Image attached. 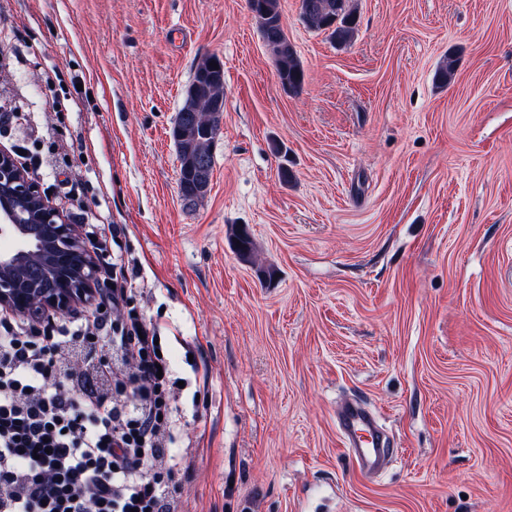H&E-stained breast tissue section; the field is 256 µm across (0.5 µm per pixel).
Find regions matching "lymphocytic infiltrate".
<instances>
[{
	"label": "lymphocytic infiltrate",
	"mask_w": 512,
	"mask_h": 512,
	"mask_svg": "<svg viewBox=\"0 0 512 512\" xmlns=\"http://www.w3.org/2000/svg\"><path fill=\"white\" fill-rule=\"evenodd\" d=\"M86 313L0 315V512H182L171 477L178 381L160 333L131 305L116 224Z\"/></svg>",
	"instance_id": "1"
}]
</instances>
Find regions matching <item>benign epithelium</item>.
I'll list each match as a JSON object with an SVG mask.
<instances>
[{
  "instance_id": "7a95c632",
  "label": "benign epithelium",
  "mask_w": 512,
  "mask_h": 512,
  "mask_svg": "<svg viewBox=\"0 0 512 512\" xmlns=\"http://www.w3.org/2000/svg\"><path fill=\"white\" fill-rule=\"evenodd\" d=\"M0 306L36 319L93 296L96 257L83 226L70 224L42 197L10 154L0 150ZM31 263L49 273L52 287L25 277Z\"/></svg>"
}]
</instances>
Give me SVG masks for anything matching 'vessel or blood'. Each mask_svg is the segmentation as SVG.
Wrapping results in <instances>:
<instances>
[{"label": "vessel or blood", "mask_w": 512, "mask_h": 512, "mask_svg": "<svg viewBox=\"0 0 512 512\" xmlns=\"http://www.w3.org/2000/svg\"><path fill=\"white\" fill-rule=\"evenodd\" d=\"M339 430L348 454L363 477H371L385 464L388 448L376 435L377 422L373 416L356 404L345 405L338 416Z\"/></svg>", "instance_id": "obj_1"}]
</instances>
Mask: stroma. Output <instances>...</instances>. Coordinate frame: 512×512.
Returning <instances> with one entry per match:
<instances>
[{"mask_svg":"<svg viewBox=\"0 0 512 512\" xmlns=\"http://www.w3.org/2000/svg\"><path fill=\"white\" fill-rule=\"evenodd\" d=\"M279 3L296 93L248 0H0V149L68 222L123 228L176 376L207 369L181 398L187 512H512V0H354L346 45ZM212 55L189 207L171 132ZM350 398L394 448L371 479ZM339 430L348 454L356 463L361 476L368 478L385 465L390 448L376 436L377 422L357 404L345 405L338 416Z\"/></svg>","mask_w":512,"mask_h":512,"instance_id":"35a3bbf8","label":"stroma"}]
</instances>
